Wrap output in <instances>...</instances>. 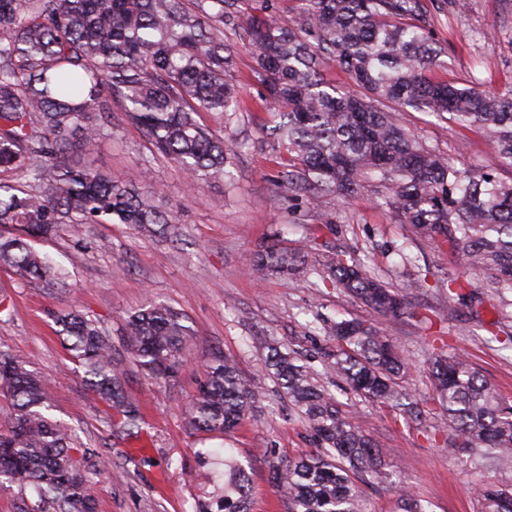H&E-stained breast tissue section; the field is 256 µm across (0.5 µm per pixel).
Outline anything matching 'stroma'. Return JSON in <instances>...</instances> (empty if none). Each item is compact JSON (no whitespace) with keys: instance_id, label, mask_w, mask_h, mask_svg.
<instances>
[{"instance_id":"35a3bbf8","label":"stroma","mask_w":512,"mask_h":512,"mask_svg":"<svg viewBox=\"0 0 512 512\" xmlns=\"http://www.w3.org/2000/svg\"><path fill=\"white\" fill-rule=\"evenodd\" d=\"M432 18L431 37L448 46L442 79L479 82L505 90L512 87V0H425ZM246 17L226 27L236 70L247 98L258 99L263 87L244 36ZM268 112H246L228 124L226 137L238 144L236 180L198 183L185 178L169 160L153 158L146 137L124 113L112 115V134L83 155L86 165L107 171L132 185L151 173L166 199L178 204L182 235L164 241L136 234L123 224L88 225L82 240L68 233L43 242L68 271L62 297L23 281L0 268V351L25 356L32 369L54 386L53 415L79 441L98 449L105 473L93 488L98 512H196L213 489L200 468L199 452L222 446L236 449L246 461L254 512H285L270 465L310 452L317 440L291 410L275 385L258 408L233 432L221 438L193 430L186 409L205 379L215 355L235 358L252 376L264 364L265 351L255 339L270 337L301 351L313 364L336 343L322 328L323 318L377 321L412 370L403 392L418 402L419 419L407 420L387 405H355L348 385L325 375V386L355 413L362 429L392 466L399 487L361 483L368 512H401V494L428 505L430 512H477L476 491L484 485L512 484V471H493L449 455L435 434L445 425L432 399L427 373L429 357L439 351L459 353L506 400L512 401V347L502 348L496 335L512 334L502 320L495 290L483 291L480 312L449 299L440 284L458 273L447 247L413 239L408 225L375 207L372 189L347 204L328 199L321 207L288 200L274 192L281 170L278 152L261 132ZM408 126L457 166L498 169L494 148L473 131L421 112L407 116ZM511 182L512 171L498 169ZM310 237L308 262L321 266L328 255L342 252L397 288L409 309L400 319H375L373 312L348 294L311 283L286 280L256 271L250 259L259 247L291 245ZM160 302L177 309L191 328L183 365L174 378L155 382L139 367H124L129 396L144 409L146 429L140 438L112 432L107 408L94 400L83 372L68 358L57 336L52 313L69 304L108 326L117 353L131 312Z\"/></svg>"}]
</instances>
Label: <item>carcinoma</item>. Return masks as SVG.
Returning a JSON list of instances; mask_svg holds the SVG:
<instances>
[{"label":"carcinoma","instance_id":"obj_1","mask_svg":"<svg viewBox=\"0 0 512 512\" xmlns=\"http://www.w3.org/2000/svg\"><path fill=\"white\" fill-rule=\"evenodd\" d=\"M278 0H0V266L57 294L61 265L35 247L68 227L125 224L143 236L180 235L177 211L121 179L83 165L78 155L108 131L116 106L141 129L152 154L197 182L234 180L236 144L202 119L226 123L248 111L233 75L224 27L249 6L245 30L272 115L269 134L283 169L278 196L311 206L330 197L343 204L367 186L375 204L416 238L448 245L460 265L489 288L512 292V181L459 168L419 138L405 115L422 112L462 129L476 128L512 170V88L496 91L435 76L448 68L447 48L421 20L423 0H295L281 25ZM339 67L349 83L336 86L324 69ZM308 244L266 246L256 270L330 282L382 318L406 314L388 282L360 261L336 255L315 271ZM448 298L482 305L468 280L450 275ZM65 350L83 370L94 396L113 412L125 437L145 425L123 383L126 359L112 332L76 309L55 315ZM336 349L324 355L360 402H379L409 417L399 380L408 371L396 347L373 323L340 320L327 326ZM190 330L174 308L155 304L130 314L123 336L129 359L153 379L174 376ZM261 373L245 378L232 357L217 356L188 407V423L215 437L240 425L276 381L317 437L319 448L272 465L287 512H365L356 479L384 483L388 464L373 439L291 348L264 339ZM433 400L448 429V452L491 468L512 467V403L496 394L470 362L437 353L430 370ZM0 394L14 412L0 422V482L18 488L15 512H96L89 493L103 462L54 420L52 387L21 356L0 352ZM222 459L224 472L198 512H252L249 479L228 448L203 454ZM478 512H512V487L478 493Z\"/></svg>","mask_w":512,"mask_h":512}]
</instances>
